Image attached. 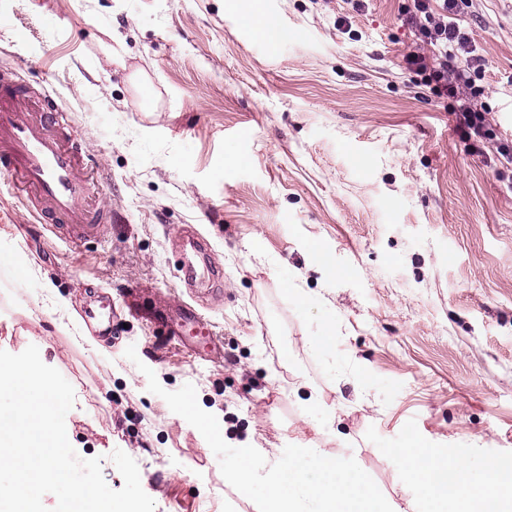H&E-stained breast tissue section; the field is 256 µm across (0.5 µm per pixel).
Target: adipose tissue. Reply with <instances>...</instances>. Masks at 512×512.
Returning <instances> with one entry per match:
<instances>
[{
	"mask_svg": "<svg viewBox=\"0 0 512 512\" xmlns=\"http://www.w3.org/2000/svg\"><path fill=\"white\" fill-rule=\"evenodd\" d=\"M399 454L421 489L433 500L455 503V512H490L493 505L512 496V457L485 459L480 473L462 462L441 458L425 448H403Z\"/></svg>",
	"mask_w": 512,
	"mask_h": 512,
	"instance_id": "obj_1",
	"label": "adipose tissue"
}]
</instances>
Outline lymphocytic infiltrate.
<instances>
[{
    "mask_svg": "<svg viewBox=\"0 0 512 512\" xmlns=\"http://www.w3.org/2000/svg\"><path fill=\"white\" fill-rule=\"evenodd\" d=\"M467 0H409L405 6L423 43L435 49L433 57L409 52L405 61L424 73L437 96L458 101L457 128L462 138L477 143L490 139L489 109L485 89L477 85L482 59L471 45L468 33L456 21Z\"/></svg>",
    "mask_w": 512,
    "mask_h": 512,
    "instance_id": "obj_1",
    "label": "lymphocytic infiltrate"
}]
</instances>
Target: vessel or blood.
<instances>
[{"label": "vessel or blood", "mask_w": 512, "mask_h": 512, "mask_svg": "<svg viewBox=\"0 0 512 512\" xmlns=\"http://www.w3.org/2000/svg\"><path fill=\"white\" fill-rule=\"evenodd\" d=\"M0 167L11 172L19 190L31 194L42 217L74 242L100 235L108 218L102 207L87 202L88 164L78 146L59 131L47 113L30 112L27 100L0 89ZM165 322L195 357L214 360L221 344L190 304L165 309Z\"/></svg>", "instance_id": "b4317fda"}]
</instances>
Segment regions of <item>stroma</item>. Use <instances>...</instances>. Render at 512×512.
Segmentation results:
<instances>
[{"label":"stroma","mask_w":512,"mask_h":512,"mask_svg":"<svg viewBox=\"0 0 512 512\" xmlns=\"http://www.w3.org/2000/svg\"><path fill=\"white\" fill-rule=\"evenodd\" d=\"M263 3L287 33L274 46L245 22L250 0H0V79L59 112L110 215L69 245L0 170V349L38 348L74 389L77 454L117 490L110 455L127 453L155 512L257 510L147 367L166 390L192 384L229 445L321 443L403 507L422 490L394 449L512 457V170L487 163L496 143L472 153L455 100L408 68L405 0ZM459 19L496 142L512 141V0H469ZM189 225L222 272L200 298L220 362L148 318L187 297L173 246ZM101 296L104 333L83 320ZM329 319L332 346L308 345Z\"/></svg>","instance_id":"1"}]
</instances>
